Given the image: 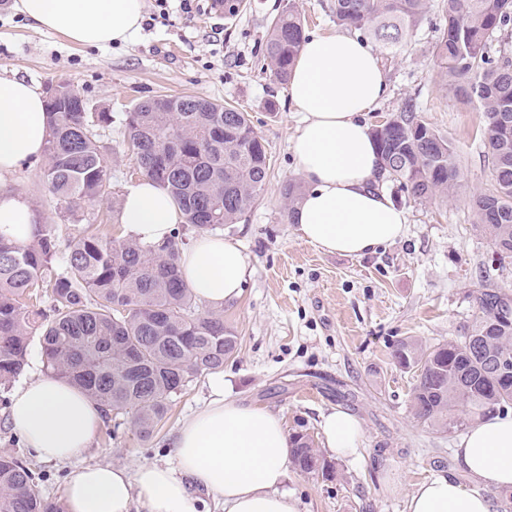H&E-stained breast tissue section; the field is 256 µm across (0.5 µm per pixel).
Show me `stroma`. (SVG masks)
I'll list each match as a JSON object with an SVG mask.
<instances>
[{
    "mask_svg": "<svg viewBox=\"0 0 512 512\" xmlns=\"http://www.w3.org/2000/svg\"><path fill=\"white\" fill-rule=\"evenodd\" d=\"M330 0H243L225 18L214 0L184 13L178 0L159 8L145 0V25L124 44L85 47L37 28L0 0V74L17 73L38 88L64 81L90 105L112 115L101 138L112 172L109 201L79 204L77 219L63 217L41 186L42 160L25 163L6 183L29 196L60 246L87 234L125 237L115 215L127 190L140 182L121 134L136 103L158 95H195L248 112L266 144L271 169L252 207L226 229L250 257L241 296L224 306V324L238 338L224 363V394L277 413L286 433L304 430L322 442L320 422L335 410L353 416L362 437L356 457L325 458L333 470L316 477L292 470L285 488L300 512H407L410 490L438 475L491 500L508 512L502 491L474 481L456 461L459 433L437 432L411 412L412 371L396 365L395 343L415 336L429 344L463 334L478 312L476 288L493 250L475 226L467 192L429 200L398 199L407 212L403 237L362 256L322 251L301 239L284 210L282 188L300 181L290 140L301 118L287 85L264 70L265 40L287 6L300 13L307 34L340 28ZM441 14L431 11L403 50L384 65L386 97L367 112L375 126L414 99L431 127L456 147L470 190L485 185L491 162L483 144L481 112L448 96L435 81L431 47ZM209 376L174 397L168 417L151 439L131 424L104 417L89 448L68 462L36 456L9 423L10 398L0 395V452L20 458L35 474L39 494L61 502L66 483L82 466L135 467L171 463L181 422L211 399Z\"/></svg>",
    "mask_w": 512,
    "mask_h": 512,
    "instance_id": "obj_1",
    "label": "stroma"
}]
</instances>
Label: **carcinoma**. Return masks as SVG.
I'll list each match as a JSON object with an SVG mask.
<instances>
[{"label": "carcinoma", "mask_w": 512, "mask_h": 512, "mask_svg": "<svg viewBox=\"0 0 512 512\" xmlns=\"http://www.w3.org/2000/svg\"><path fill=\"white\" fill-rule=\"evenodd\" d=\"M433 0H332L336 24L360 33L395 56ZM444 25L433 43L438 85L484 117L491 170L472 192L476 227L512 265V0H440ZM306 39L301 16L288 7L271 23L265 61L274 78L288 81ZM414 100L371 129L386 182L416 200L448 197L466 188L454 144L418 115ZM112 113L91 112L74 88L51 113L41 172L58 209L76 217L74 203L112 197V173L99 130ZM124 138L138 172L166 187L198 234L235 224L263 189L270 158L248 113L192 95L161 107L142 101L125 113ZM303 194L283 189L293 213ZM179 235L163 246L131 239L117 243L87 235L60 252L51 224L38 225L27 243L0 234V387L27 363L31 338H40L45 371L85 391L106 413L128 415L136 435L150 439L167 418L174 396L194 378L224 368L237 336L224 310L200 309L178 265ZM45 297L49 308L30 304ZM479 313L463 335L426 345L398 341L393 359L415 373V417L453 433L495 407L512 403V295L490 273L479 282ZM501 363L486 368L485 358ZM292 468L328 475L331 465L313 438H290ZM35 475L21 460L0 455V512H62L35 490Z\"/></svg>", "instance_id": "1"}]
</instances>
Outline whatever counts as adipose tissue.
Here are the masks:
<instances>
[{
	"label": "adipose tissue",
	"instance_id": "obj_1",
	"mask_svg": "<svg viewBox=\"0 0 512 512\" xmlns=\"http://www.w3.org/2000/svg\"><path fill=\"white\" fill-rule=\"evenodd\" d=\"M14 8L38 28L81 46L128 41L141 27L144 0H16ZM387 92L374 49L348 34L303 43L288 82L302 117L292 150L306 183L293 214L308 243L330 253L362 255L403 236L407 222L384 189L374 188L381 160L365 115ZM50 131L43 93L14 75H0V176L42 155ZM41 220L32 200L0 183V232L30 238ZM184 217L169 191L145 179L121 200L126 234L150 245L166 243ZM182 278L212 307L238 299L250 257L231 240L203 235L179 257ZM213 399L186 418L172 444L173 465L135 471L87 465L69 479L66 512H196L198 484L220 499L224 512H299L284 490L290 444L277 414L225 397L223 376L211 381ZM100 406L80 389L50 375L17 386L10 421L26 444L47 460L78 457L101 424ZM325 444L351 455L361 434L342 411L323 415ZM459 467L489 487H512V412L490 415L457 444ZM407 512H492L486 497L440 475L417 484Z\"/></svg>",
	"mask_w": 512,
	"mask_h": 512
}]
</instances>
